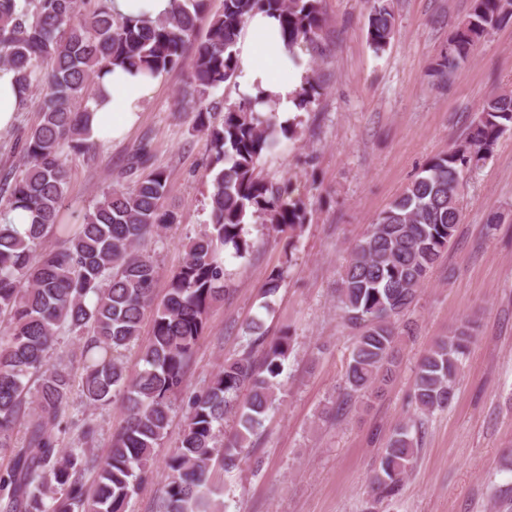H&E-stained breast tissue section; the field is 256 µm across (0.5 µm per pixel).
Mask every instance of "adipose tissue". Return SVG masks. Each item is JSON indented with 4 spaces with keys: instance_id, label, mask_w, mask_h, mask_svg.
Here are the masks:
<instances>
[{
    "instance_id": "adipose-tissue-1",
    "label": "adipose tissue",
    "mask_w": 512,
    "mask_h": 512,
    "mask_svg": "<svg viewBox=\"0 0 512 512\" xmlns=\"http://www.w3.org/2000/svg\"><path fill=\"white\" fill-rule=\"evenodd\" d=\"M236 50L235 81L239 92L268 96L279 121L294 117L308 70L293 63L277 18L266 12L248 18ZM161 81V76L133 74L119 67L103 70L91 104L88 125L91 139L107 142L125 136L138 122Z\"/></svg>"
}]
</instances>
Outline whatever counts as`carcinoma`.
<instances>
[{
  "label": "carcinoma",
  "mask_w": 512,
  "mask_h": 512,
  "mask_svg": "<svg viewBox=\"0 0 512 512\" xmlns=\"http://www.w3.org/2000/svg\"><path fill=\"white\" fill-rule=\"evenodd\" d=\"M110 0H0V67L15 74L25 92L43 95L41 119L22 139L23 169L4 178L5 208L28 213L24 229L0 222V316L9 331L0 338V454L9 467L0 474L4 512H128L171 422L173 398L207 328L212 305L224 295V250L246 257L253 244L246 224L260 219L288 227L295 248L306 222L301 201L288 185L262 178L263 155L298 137V122H278L256 110L259 97L231 103L214 96L234 81L235 46L245 21L257 10L277 15L288 47L314 48L324 19L319 0H221L205 38L195 42L188 80L193 127L210 145L213 191L204 230L189 238L182 264L172 272L168 293L154 302L158 268L141 251L147 238L180 223L163 207L167 176L156 167L148 145L134 156L133 184L113 188L72 226L60 222L66 202L63 149L84 153L94 147L88 113L96 79L109 66L157 75L185 65V49L211 0H169L156 20L119 18ZM512 19V0H471L466 17L448 40L437 63L447 76L468 60L494 29ZM395 27L392 0H371L366 36L377 52L389 46ZM319 95L310 78L299 108L308 110ZM512 129V91L490 94L465 140L431 158L404 192L381 211L366 236L351 249L340 274L344 318L358 330L346 372L347 389L362 398L381 392L399 368L401 317L415 303L431 270L447 252L462 223L465 179ZM64 239L46 244L49 233ZM284 281L273 270L262 285L268 298ZM152 336L139 345L142 368L127 372L124 353L138 345L146 312ZM82 341L81 393L96 406L122 398L126 419L103 462L74 449L59 448L55 429L66 417L73 378L51 362L59 327ZM247 349L224 359L210 385L189 400L180 445L169 457L160 512H224L219 470L238 466L250 436L262 427L282 387L288 334L266 336L261 320L246 326ZM474 328L461 324L420 361L412 401L432 412L453 400L463 358ZM264 346L262 364L251 349ZM38 376L36 393L28 381ZM236 423L232 440L219 445L224 419ZM25 421L23 442L13 439ZM419 441L411 426H399L373 470L371 492L397 494L412 469ZM94 470L93 491L85 483Z\"/></svg>",
  "instance_id": "1"
}]
</instances>
